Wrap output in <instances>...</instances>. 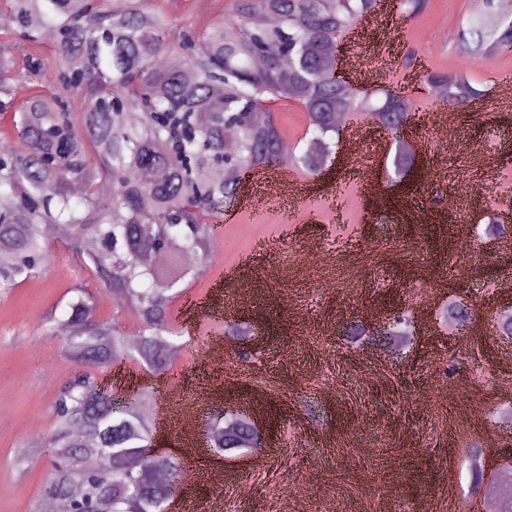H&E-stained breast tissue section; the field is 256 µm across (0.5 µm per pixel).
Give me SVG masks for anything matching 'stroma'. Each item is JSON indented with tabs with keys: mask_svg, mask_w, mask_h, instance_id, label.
Returning a JSON list of instances; mask_svg holds the SVG:
<instances>
[{
	"mask_svg": "<svg viewBox=\"0 0 512 512\" xmlns=\"http://www.w3.org/2000/svg\"><path fill=\"white\" fill-rule=\"evenodd\" d=\"M394 19L375 27L359 22L352 47L367 58L355 83L391 85L409 74L421 85L419 109L434 111L438 97L425 78L456 72L483 90L482 98L448 106L457 136L443 157L422 127L406 137L378 132L352 113L361 139L356 156L337 143V178L294 167L305 194L290 219L278 205L241 206L224 201L219 232L207 257L196 258L177 283L172 326L189 344L162 376L133 362L101 373L121 398L142 392L143 404L157 380L176 385L167 413L194 408L199 428L232 409L247 417L278 413V434L266 447L217 454L188 453L174 433L156 432L164 458H179L195 512H209L211 486L203 471L248 475V493L225 495L223 512H469L481 492L468 458L478 444L490 470L512 466V357L494 324L502 299L500 280L512 277V246L486 235V216L512 203V154L501 149L512 137L504 123L512 103L498 102L496 75L512 72V52L490 58L457 55L450 40L474 0H427L410 13L393 0ZM233 0H159L166 20L199 31L219 20ZM270 121L289 156L300 155L312 136L309 114L295 100L274 103ZM415 159L400 176L397 156ZM497 177L498 198L481 194ZM379 188L382 204L367 209L362 181ZM461 179L475 191L453 213L433 209L428 186L450 192ZM340 207H331L330 195ZM463 223L470 246L451 242L447 254L434 244L441 228ZM39 271L0 291V512H44L40 489L54 460L45 448L53 406L78 365L46 329L48 315L64 317L73 287L84 289L95 320L138 336L137 312L118 304L104 284L81 270L67 243L47 240ZM257 288L247 305L235 306L237 279ZM223 283V318L190 320L186 298L205 299ZM469 307L470 326L449 335L443 314L449 301ZM407 319L398 338L377 328ZM224 339V366L213 370L204 353L210 337ZM247 359H239V352Z\"/></svg>",
	"mask_w": 512,
	"mask_h": 512,
	"instance_id": "obj_1",
	"label": "stroma"
}]
</instances>
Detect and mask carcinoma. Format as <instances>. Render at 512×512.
Listing matches in <instances>:
<instances>
[{
	"mask_svg": "<svg viewBox=\"0 0 512 512\" xmlns=\"http://www.w3.org/2000/svg\"><path fill=\"white\" fill-rule=\"evenodd\" d=\"M13 27L0 33V288L36 273L45 253L44 224L78 250L86 237L94 249L84 267L113 297L140 317L139 340L128 345L114 327L92 320L83 292L67 317L49 333L86 371L62 389L54 407L47 447L56 463L41 489L45 500L70 499V512H164L167 477L182 472L172 459L149 454L152 431L135 407L114 410L96 371L137 352L156 372L168 369L182 345L173 336L167 294L181 278L174 265L157 268L141 244L145 225L161 234L173 259L208 254L206 230L224 211L234 181L213 173L234 162L252 169L288 161L276 127L257 125L252 112L276 101L296 100L315 133L295 164L321 169L337 133L336 112L360 111L375 91L333 77L335 58L323 46L371 13L377 0H237L232 16L198 32L171 26L154 0H0ZM279 24L270 28L265 16ZM53 40L52 50L45 49ZM512 40V24L496 0L459 27L456 49L492 55ZM165 53L181 65L157 66ZM264 65L252 67L254 58ZM24 81L30 97L19 102L13 84ZM441 99L466 102L481 94L458 74L429 78ZM223 90L221 101L212 92ZM384 104L363 111L370 122L394 130L414 99L401 87L383 91ZM238 145L230 158L224 130ZM83 183L80 199L69 184ZM170 343L163 354L158 347ZM224 413L209 425L215 452L224 453ZM101 464L89 469L86 460ZM81 489L70 497L73 488Z\"/></svg>",
	"mask_w": 512,
	"mask_h": 512,
	"instance_id": "1",
	"label": "carcinoma"
}]
</instances>
